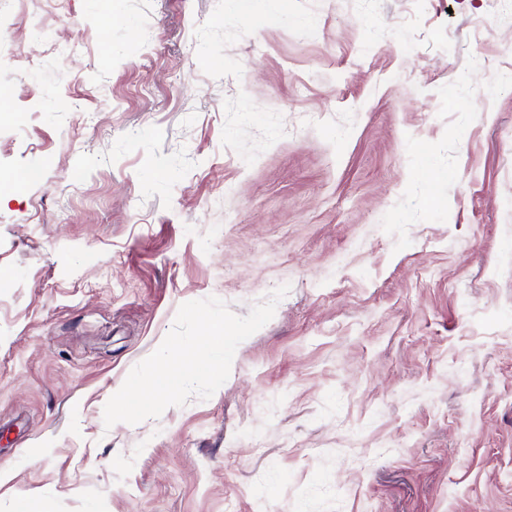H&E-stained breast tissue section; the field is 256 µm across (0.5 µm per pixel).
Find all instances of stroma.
<instances>
[{
    "mask_svg": "<svg viewBox=\"0 0 512 512\" xmlns=\"http://www.w3.org/2000/svg\"><path fill=\"white\" fill-rule=\"evenodd\" d=\"M508 71L512 0H0V512H512Z\"/></svg>",
    "mask_w": 512,
    "mask_h": 512,
    "instance_id": "1",
    "label": "stroma"
}]
</instances>
